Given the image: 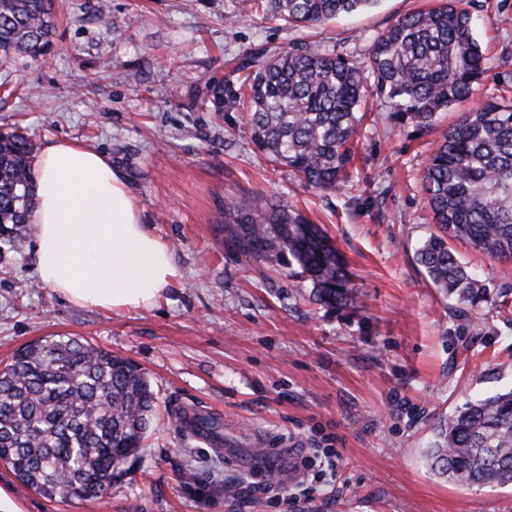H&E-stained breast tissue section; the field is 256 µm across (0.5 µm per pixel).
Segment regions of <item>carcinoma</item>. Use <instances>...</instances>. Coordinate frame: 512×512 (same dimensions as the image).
<instances>
[{"label":"carcinoma","instance_id":"cac0c4a2","mask_svg":"<svg viewBox=\"0 0 512 512\" xmlns=\"http://www.w3.org/2000/svg\"><path fill=\"white\" fill-rule=\"evenodd\" d=\"M378 0H238L265 7L290 26H317ZM61 0H0V53L46 55ZM485 57L465 0L404 15L352 61L319 44L260 45L205 86L216 112L246 111L252 139L301 184L334 191L352 178L372 87L398 122L426 133L437 114L477 94ZM512 80L443 130L421 182L435 230L414 260L436 288L455 298V315L478 328V307L512 308V285L490 287L452 252L464 240L495 260L512 261ZM34 143L0 133V241L25 238L34 200ZM224 232L246 262L286 265L313 285L326 307L354 304L351 275L332 239L281 201L252 195L224 202ZM155 411L143 369L86 339L44 340L19 349L0 368V462L17 480L61 502L109 494L126 473ZM435 475L466 485L512 486V387L469 401L434 427L427 451Z\"/></svg>","mask_w":512,"mask_h":512}]
</instances>
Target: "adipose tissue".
Wrapping results in <instances>:
<instances>
[{"mask_svg": "<svg viewBox=\"0 0 512 512\" xmlns=\"http://www.w3.org/2000/svg\"><path fill=\"white\" fill-rule=\"evenodd\" d=\"M33 167L30 222L41 281L85 306L155 304L179 271L167 245L146 230L122 172L71 140L47 145Z\"/></svg>", "mask_w": 512, "mask_h": 512, "instance_id": "ef3b65f1", "label": "adipose tissue"}]
</instances>
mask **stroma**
I'll list each match as a JSON object with an SVG mask.
<instances>
[{"instance_id":"35a3bbf8","label":"stroma","mask_w":512,"mask_h":512,"mask_svg":"<svg viewBox=\"0 0 512 512\" xmlns=\"http://www.w3.org/2000/svg\"><path fill=\"white\" fill-rule=\"evenodd\" d=\"M66 2L50 55L0 56V130L109 157L181 276L149 307H83L41 283L32 237L0 244V363L41 338L82 337L137 363L158 406L106 498L52 502L0 465V512H512L511 487L447 481L425 460L440 418L512 385V315L491 313L472 335L414 261L433 226L422 171L461 106L422 135L368 97L352 180L320 194L263 157L243 111L215 112L205 95L259 44L317 38L360 60L395 18L437 0H379L314 31L237 14L236 0ZM469 9L486 55L479 93L493 94L512 76V0ZM253 194L321 224L354 306H321L310 280L238 258L221 211ZM452 249L487 282L512 284V262ZM183 414L219 428L185 430ZM258 448L275 451L273 482Z\"/></svg>"}]
</instances>
